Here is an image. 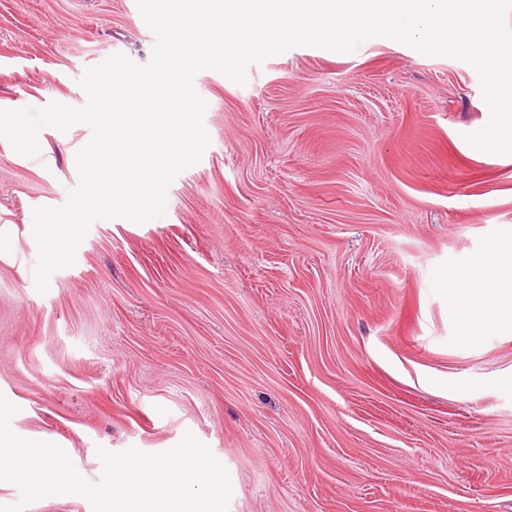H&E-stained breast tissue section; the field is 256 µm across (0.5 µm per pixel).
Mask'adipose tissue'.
Wrapping results in <instances>:
<instances>
[{
  "label": "adipose tissue",
  "instance_id": "obj_1",
  "mask_svg": "<svg viewBox=\"0 0 512 512\" xmlns=\"http://www.w3.org/2000/svg\"><path fill=\"white\" fill-rule=\"evenodd\" d=\"M450 285L448 298L458 307L462 321L481 330L512 334V251L477 260Z\"/></svg>",
  "mask_w": 512,
  "mask_h": 512
}]
</instances>
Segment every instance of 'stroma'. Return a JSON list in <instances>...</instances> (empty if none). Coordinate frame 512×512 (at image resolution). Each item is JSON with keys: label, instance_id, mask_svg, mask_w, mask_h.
Returning a JSON list of instances; mask_svg holds the SVG:
<instances>
[{"label": "stroma", "instance_id": "stroma-1", "mask_svg": "<svg viewBox=\"0 0 512 512\" xmlns=\"http://www.w3.org/2000/svg\"><path fill=\"white\" fill-rule=\"evenodd\" d=\"M136 0H0V109L84 106L149 62ZM210 144L143 224L95 221L35 288V208L78 184L83 123L0 142V393L12 431L99 482L97 448L185 432L228 512H512V335L467 337L448 283L512 247V156L471 147L468 63L391 39L194 78Z\"/></svg>", "mask_w": 512, "mask_h": 512}]
</instances>
